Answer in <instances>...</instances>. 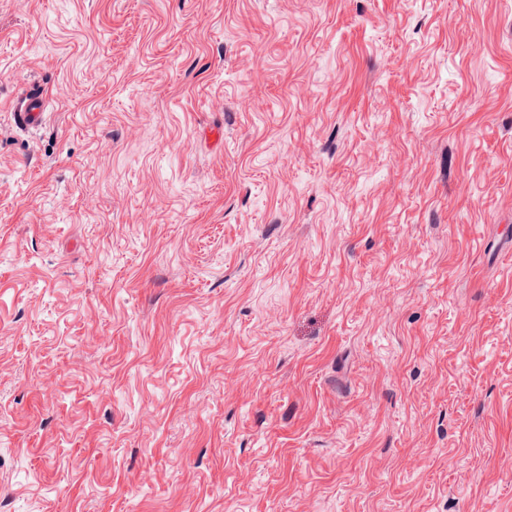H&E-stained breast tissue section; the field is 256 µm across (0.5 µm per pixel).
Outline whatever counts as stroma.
I'll return each mask as SVG.
<instances>
[{
	"label": "stroma",
	"mask_w": 512,
	"mask_h": 512,
	"mask_svg": "<svg viewBox=\"0 0 512 512\" xmlns=\"http://www.w3.org/2000/svg\"><path fill=\"white\" fill-rule=\"evenodd\" d=\"M0 512H512V0H0ZM25 106L14 113L15 124L20 129L41 126L46 120L43 110L46 95L39 89H26L23 92Z\"/></svg>",
	"instance_id": "stroma-1"
}]
</instances>
